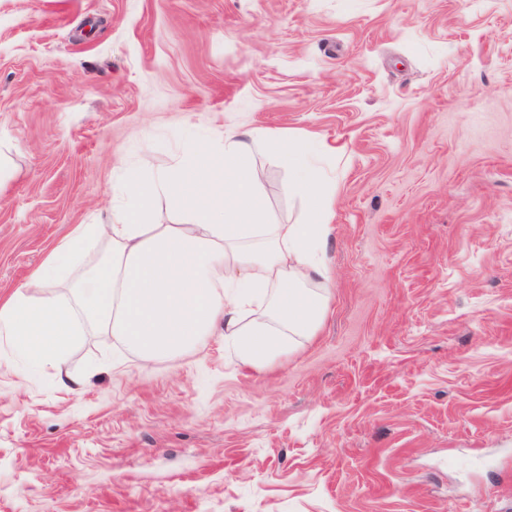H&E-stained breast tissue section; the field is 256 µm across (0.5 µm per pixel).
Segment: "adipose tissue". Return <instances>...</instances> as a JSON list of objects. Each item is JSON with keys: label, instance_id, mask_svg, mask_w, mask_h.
Returning <instances> with one entry per match:
<instances>
[{"label": "adipose tissue", "instance_id": "ef3b65f1", "mask_svg": "<svg viewBox=\"0 0 512 512\" xmlns=\"http://www.w3.org/2000/svg\"><path fill=\"white\" fill-rule=\"evenodd\" d=\"M273 151L290 191L311 212L281 224L267 209L254 154ZM323 143L272 130L188 141L174 166L144 180L126 171L106 224H77L42 266L0 305V337L35 366L63 362L85 326L112 333L153 361L221 336L246 365L263 368L311 339L329 308L333 197ZM182 214L153 224L160 199ZM99 264L63 295V264L99 242Z\"/></svg>", "mask_w": 512, "mask_h": 512}]
</instances>
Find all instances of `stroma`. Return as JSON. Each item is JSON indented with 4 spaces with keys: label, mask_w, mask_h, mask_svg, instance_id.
Wrapping results in <instances>:
<instances>
[{
    "label": "stroma",
    "mask_w": 512,
    "mask_h": 512,
    "mask_svg": "<svg viewBox=\"0 0 512 512\" xmlns=\"http://www.w3.org/2000/svg\"><path fill=\"white\" fill-rule=\"evenodd\" d=\"M230 127L331 148L318 335L261 370L0 339V512H512V0H0V299Z\"/></svg>",
    "instance_id": "obj_1"
}]
</instances>
